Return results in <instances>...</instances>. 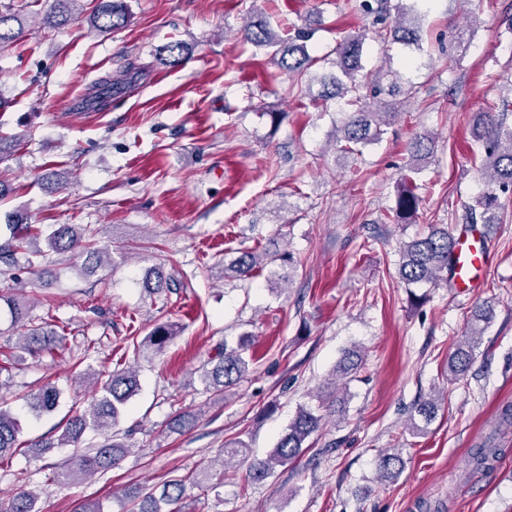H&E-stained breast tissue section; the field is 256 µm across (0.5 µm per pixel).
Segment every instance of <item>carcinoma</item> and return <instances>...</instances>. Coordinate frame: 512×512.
<instances>
[{"instance_id": "1", "label": "carcinoma", "mask_w": 512, "mask_h": 512, "mask_svg": "<svg viewBox=\"0 0 512 512\" xmlns=\"http://www.w3.org/2000/svg\"><path fill=\"white\" fill-rule=\"evenodd\" d=\"M29 0H0V51H4L24 34V13ZM74 5L76 0H46V22L60 28L78 19ZM360 13L372 19L371 32H358L343 37L336 44V58L331 60L311 55L308 41L312 34L300 28L294 35L277 33L269 23L250 15L240 29L241 39L257 47H272V61L280 74L291 79V86L311 73L318 63L329 64L319 76L321 94L312 100L315 106L333 102L336 104V151L344 155H358L368 145L377 143L385 127L398 116L396 112H379L369 101L368 89L380 93L378 76L364 71L362 57L368 35L386 44H400L406 47L419 46L420 17L401 3L390 5V0H359ZM396 16H391V12ZM129 21L124 0H95L89 22L99 32L117 31ZM187 46L182 41L170 42L163 47L167 62L175 67L183 59ZM512 99L502 98L487 110L478 112L472 125V139L480 148L482 163L480 171L484 176L485 189L474 203L462 204L463 224H492L496 214L512 202ZM434 137L428 133H416L407 143L411 163L406 166L398 185L395 204L386 214L392 224H414L418 219L419 185L415 176L420 174L422 164L430 158ZM11 236L0 243V264L8 269H33L43 257L37 242L40 228L26 224L19 219L11 225ZM93 232L80 224H60L47 238L51 250L61 253H79L85 256L84 269L93 274L110 259L109 250L100 248L91 241ZM458 239L448 230L446 224H430L428 231L400 243L399 275L402 282L410 287L418 284L438 286L448 283V274L453 271L455 249ZM279 263L290 269L296 268L293 255L286 253L258 254L245 251L230 263L224 265V277L245 281L268 265ZM144 287L151 293H159L170 287L169 279L162 271H153V277L144 281ZM14 325L23 329L21 352L33 357L55 359L66 354L63 338L52 328L51 323L35 322L30 318L24 302L7 298ZM487 309L479 305L474 310V323L457 344L448 358L450 378L465 374L474 360V352L483 330L478 322L487 320ZM176 325L163 322L158 324L145 339L147 347L159 352L176 336ZM248 344L242 340L235 348L226 346L218 349L209 361L210 367L202 373L207 390L224 397V389L236 384L249 369L251 358L246 356ZM94 387L95 395L82 410L68 419L58 445L78 447L89 429L104 435L103 441L90 446L83 452L75 453L63 467L53 475L58 482L75 481L92 477L119 463L128 446L114 432L120 414L127 402L138 391L137 374L133 368H116L106 374L86 379ZM61 392L52 383H46L29 392L25 399L29 407L39 413L54 411L60 402ZM438 401L435 398L422 400L415 406L420 420H411L407 430L422 434L435 420ZM322 416L311 409L301 408L287 430L281 435L275 447L263 459L248 458L247 444L242 440L232 442L224 449V461H238L247 464V477L253 482H263L277 466L295 462L306 450L307 439L318 431ZM20 423L13 413L0 406V460L12 456L17 448ZM471 460L477 465L497 457L499 449L478 445L469 451ZM405 461L398 452L383 453L377 463L379 478L395 480L403 472ZM203 487L204 480L188 475L174 477L163 483L160 496L154 490L134 486L129 489L127 499L132 512H167L165 507L181 499L186 484ZM35 494L25 488L17 491L9 501L7 509L0 512H37Z\"/></svg>"}]
</instances>
